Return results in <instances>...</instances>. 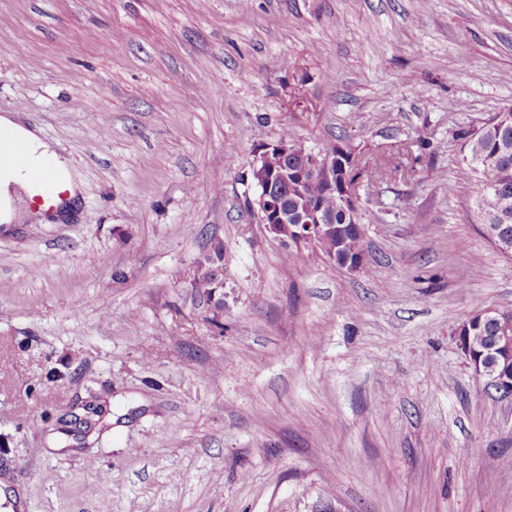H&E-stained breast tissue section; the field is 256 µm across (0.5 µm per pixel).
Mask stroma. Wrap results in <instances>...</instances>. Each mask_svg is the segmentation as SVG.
I'll return each mask as SVG.
<instances>
[{
  "mask_svg": "<svg viewBox=\"0 0 512 512\" xmlns=\"http://www.w3.org/2000/svg\"><path fill=\"white\" fill-rule=\"evenodd\" d=\"M510 108L512 0H0V113L81 181L0 232V512H512V399L456 341L512 258L453 136ZM289 133L400 157L359 271L251 212ZM215 258L217 261H210L208 258H205L204 261V267H202V263L199 264L198 270L194 277L193 282V288H196L197 290L201 291L202 293L206 295H210L213 292H216L217 289L223 288V282H216L215 288H214V278L215 275L218 273L219 270V263L222 261L224 257V251L223 250H216L215 252Z\"/></svg>",
  "mask_w": 512,
  "mask_h": 512,
  "instance_id": "35a3bbf8",
  "label": "stroma"
}]
</instances>
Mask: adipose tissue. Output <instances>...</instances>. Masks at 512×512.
<instances>
[{"mask_svg":"<svg viewBox=\"0 0 512 512\" xmlns=\"http://www.w3.org/2000/svg\"><path fill=\"white\" fill-rule=\"evenodd\" d=\"M0 129L8 132L11 140L21 143L29 156L26 168L0 170V223L6 225L15 218L11 206L13 195L34 194V175L40 170L43 161L52 156L53 150L34 130L16 123L12 113L0 114Z\"/></svg>","mask_w":512,"mask_h":512,"instance_id":"1","label":"adipose tissue"}]
</instances>
